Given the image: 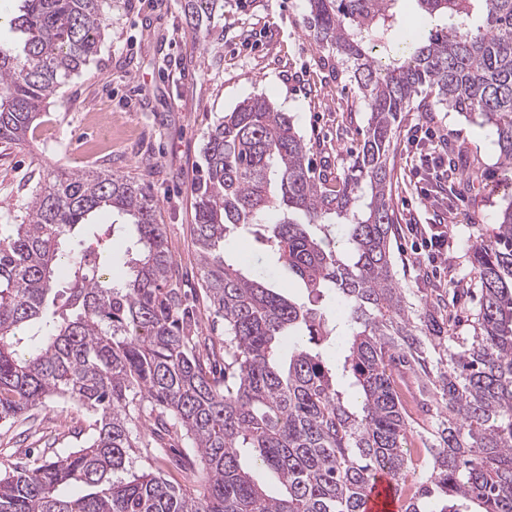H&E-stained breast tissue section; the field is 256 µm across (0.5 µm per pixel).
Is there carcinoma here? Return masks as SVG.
Instances as JSON below:
<instances>
[{"mask_svg":"<svg viewBox=\"0 0 512 512\" xmlns=\"http://www.w3.org/2000/svg\"><path fill=\"white\" fill-rule=\"evenodd\" d=\"M0 41V141L23 142L57 87L97 55L112 0H19ZM398 0H308L309 37L355 82L367 127L343 174L313 167L292 115L265 97L241 101L207 133L191 183L201 287L224 319L206 341L176 275L149 186L110 170L60 171L37 183L12 235L0 237V420L60 398L87 416L78 448H45L0 472V512H364L385 473L403 512H512V194L492 236L459 244L477 297L470 328L409 300L390 252L394 148L401 113L425 87L437 103L495 135L512 184V0H416L437 29L407 38ZM193 39L224 0H181ZM124 221L123 261L99 276L72 245L93 217ZM345 228L336 249L333 228ZM251 236L307 295L285 296L227 263ZM342 310L346 340L326 344ZM418 374L433 438L424 473L407 448L416 421L395 370ZM149 430L147 439L133 429ZM201 474L194 495L135 453L179 438ZM276 474L272 496L241 462Z\"/></svg>","mask_w":512,"mask_h":512,"instance_id":"obj_1","label":"carcinoma"}]
</instances>
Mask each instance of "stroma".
I'll return each mask as SVG.
<instances>
[{"label": "stroma", "instance_id": "1", "mask_svg": "<svg viewBox=\"0 0 512 512\" xmlns=\"http://www.w3.org/2000/svg\"><path fill=\"white\" fill-rule=\"evenodd\" d=\"M307 0H224L222 36L196 42L177 0H114L112 30L93 62L62 84L25 142L0 141V225L12 223L36 183L49 172L112 170L147 183L156 196L175 269L192 294L201 326L214 339L224 336L201 288L190 184L201 161L204 137L224 113L253 95L267 97L313 147L318 170L340 173L361 138L367 114L356 84L338 78L325 50L310 40ZM430 126L450 145L456 163L471 162L472 175L451 201L422 199L407 149L410 128ZM393 169L392 205L398 233L392 251L403 288L414 298L466 288L470 262L461 241L487 233L495 224L504 187L497 171L493 136L455 112L402 113ZM446 220L455 246L446 262L420 266V239L409 227ZM229 259L245 270L270 273L274 287L293 296L302 288L276 272L264 246L251 238L231 240ZM85 415L64 403H48L29 418L0 425V469L40 462L41 450L78 446L75 431ZM183 446L162 458L138 457L135 466L161 473L195 490L193 474L178 463Z\"/></svg>", "mask_w": 512, "mask_h": 512}]
</instances>
